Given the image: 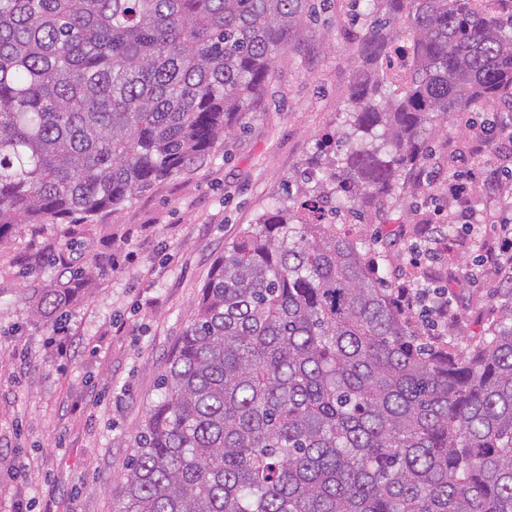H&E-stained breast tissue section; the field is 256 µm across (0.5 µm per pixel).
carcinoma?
<instances>
[{"mask_svg":"<svg viewBox=\"0 0 512 512\" xmlns=\"http://www.w3.org/2000/svg\"><path fill=\"white\" fill-rule=\"evenodd\" d=\"M376 0L346 129L224 249L161 377L112 512H512V308L428 335L336 227L378 214L429 126L512 108V0ZM310 0H0V244L81 224L189 169L249 112ZM400 42H391L402 18ZM415 64L395 83L392 54ZM24 299L58 321L95 276L63 244Z\"/></svg>","mask_w":512,"mask_h":512,"instance_id":"cac0c4a2","label":"carcinoma"}]
</instances>
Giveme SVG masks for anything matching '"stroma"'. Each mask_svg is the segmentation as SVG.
Listing matches in <instances>:
<instances>
[{
	"mask_svg": "<svg viewBox=\"0 0 512 512\" xmlns=\"http://www.w3.org/2000/svg\"><path fill=\"white\" fill-rule=\"evenodd\" d=\"M371 11L370 0H319L244 130L190 171L94 217L83 237L72 225L44 224L0 248V512H112L123 464L215 261L283 196L317 140L341 126ZM511 123V113L482 103L449 113L428 134L423 173L407 174L388 213L342 226L368 243L389 287L411 276L436 286L449 279L462 314L452 336L475 338L501 321L512 283L494 275L463 282L479 255L467 230L454 228L437 259L418 267L408 248L427 238L434 208L448 205L427 185L496 164L479 131ZM76 239L84 263L103 274L60 321L73 342L63 359L21 298L29 282L19 262Z\"/></svg>",
	"mask_w": 512,
	"mask_h": 512,
	"instance_id": "35a3bbf8",
	"label": "stroma"
}]
</instances>
